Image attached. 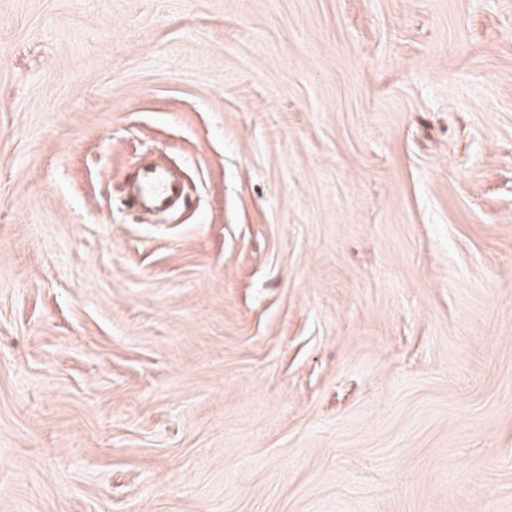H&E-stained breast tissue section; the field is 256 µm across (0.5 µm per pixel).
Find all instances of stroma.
I'll use <instances>...</instances> for the list:
<instances>
[{
	"instance_id": "1",
	"label": "stroma",
	"mask_w": 512,
	"mask_h": 512,
	"mask_svg": "<svg viewBox=\"0 0 512 512\" xmlns=\"http://www.w3.org/2000/svg\"><path fill=\"white\" fill-rule=\"evenodd\" d=\"M0 512H512V0H0ZM182 195L179 180L167 167H142L128 182L127 202L134 211L166 209Z\"/></svg>"
}]
</instances>
